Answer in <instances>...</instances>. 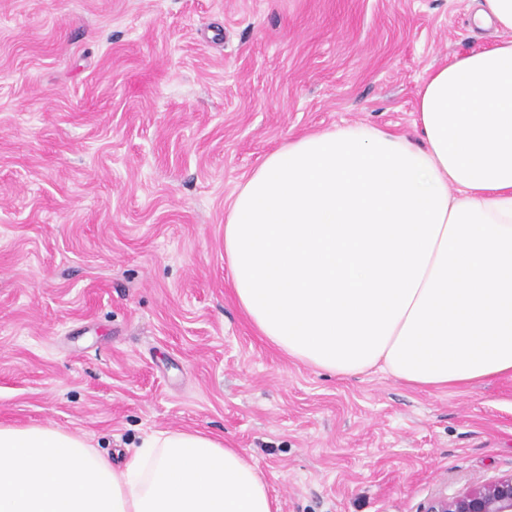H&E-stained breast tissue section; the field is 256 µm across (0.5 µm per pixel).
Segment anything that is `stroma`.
<instances>
[{
  "label": "stroma",
  "mask_w": 512,
  "mask_h": 512,
  "mask_svg": "<svg viewBox=\"0 0 512 512\" xmlns=\"http://www.w3.org/2000/svg\"><path fill=\"white\" fill-rule=\"evenodd\" d=\"M473 0H0V422L113 465L160 430L245 449L281 512H421L512 473V376L424 390L291 360L234 300L224 214L271 151L417 136Z\"/></svg>",
  "instance_id": "1"
}]
</instances>
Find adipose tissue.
Masks as SVG:
<instances>
[{
  "instance_id": "obj_1",
  "label": "adipose tissue",
  "mask_w": 512,
  "mask_h": 512,
  "mask_svg": "<svg viewBox=\"0 0 512 512\" xmlns=\"http://www.w3.org/2000/svg\"><path fill=\"white\" fill-rule=\"evenodd\" d=\"M500 39L430 71L423 143L327 128L265 156L224 216L237 304L266 341L340 376L427 389L512 375V0ZM0 512H280L243 449L160 431L113 467L81 436L0 424Z\"/></svg>"
}]
</instances>
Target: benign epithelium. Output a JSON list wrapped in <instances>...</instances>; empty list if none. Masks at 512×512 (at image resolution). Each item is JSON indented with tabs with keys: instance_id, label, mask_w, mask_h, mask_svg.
<instances>
[{
	"instance_id": "benign-epithelium-1",
	"label": "benign epithelium",
	"mask_w": 512,
	"mask_h": 512,
	"mask_svg": "<svg viewBox=\"0 0 512 512\" xmlns=\"http://www.w3.org/2000/svg\"><path fill=\"white\" fill-rule=\"evenodd\" d=\"M422 512H512V474L436 497Z\"/></svg>"
}]
</instances>
